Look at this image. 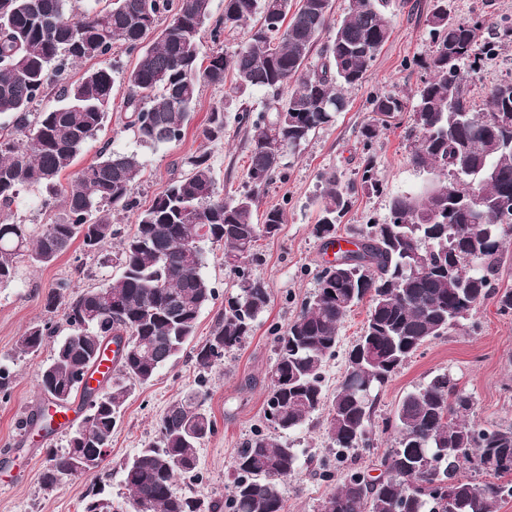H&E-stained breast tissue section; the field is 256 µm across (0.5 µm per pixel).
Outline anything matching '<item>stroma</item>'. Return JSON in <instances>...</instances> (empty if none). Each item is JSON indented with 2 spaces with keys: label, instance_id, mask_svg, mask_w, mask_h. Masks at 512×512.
<instances>
[{
  "label": "stroma",
  "instance_id": "stroma-1",
  "mask_svg": "<svg viewBox=\"0 0 512 512\" xmlns=\"http://www.w3.org/2000/svg\"><path fill=\"white\" fill-rule=\"evenodd\" d=\"M429 0H393L391 20L394 34L376 56L365 81L351 90V104L301 146L286 155L283 170L259 201L260 210L273 207L284 212L279 233L263 240V260L253 273L271 292V303L255 330L242 347L224 357L221 367L208 374L205 408L216 422L215 432L198 450L201 483L178 481L179 492L205 499L222 498L234 478L233 463L246 439L264 428V402L267 395L266 372L274 363L273 337L299 313L305 299L316 287L319 271L328 256L322 240L313 233L318 218L317 195L320 176L336 173L342 183H356L358 189L351 207L339 227V236L351 237L353 229L380 224L390 217L393 197L415 189L427 175L413 166L411 155L418 144L411 111L381 126L377 135L366 138L365 129L376 115L372 101L395 96L412 101L429 73L424 67L433 48L425 22ZM448 13L455 19H482L489 31L512 22V0H448ZM228 88L205 86L200 90L193 118L184 139L176 145H161L144 150L146 165L137 182L142 206H149L166 188L173 169L183 157L208 152L214 188L221 195H233L247 180L246 135L234 120H227L222 140H204L202 129L213 103L225 99ZM125 88L112 91V120L96 139L89 141L78 159L79 166L95 160L103 143L120 152L135 150L129 133L123 132ZM375 158L378 189L359 187L360 168L365 155ZM204 275L216 290V297L201 313L197 339L209 336L233 291L232 277L225 269L222 252L204 244ZM80 245L48 265L22 263L13 282L0 285V363L13 371L8 398H0V512H79L89 484H98L104 496L123 502L128 492L121 465L139 448L154 439L157 425L169 405L184 392L196 388L198 367L191 354H182L164 366L154 381L133 387L112 435V446L102 466L91 479H78L52 490H43L40 476L46 465L47 448H63L65 434L44 438L41 431L22 432L20 419L35 415L44 406L36 373L48 361L51 347L38 356L23 354L17 340L26 326L53 320L61 314H48L46 297L61 278L71 279L78 289L101 285L120 275L119 265L99 267L96 261L76 264ZM367 303L353 307L343 320L340 344L335 359L324 368L327 389H335L348 365L349 352L360 336L367 317ZM449 372L474 397L471 420L484 425L512 422V318L498 314L495 299H485L472 317L450 335L422 347L378 392L375 416H391L401 398L420 383L441 372ZM291 445L302 451L297 477L281 487L284 512H316L330 487L315 475V460L329 457L330 450L319 429H303L288 435Z\"/></svg>",
  "mask_w": 512,
  "mask_h": 512
}]
</instances>
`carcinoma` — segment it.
<instances>
[{
	"instance_id": "cac0c4a2",
	"label": "carcinoma",
	"mask_w": 512,
	"mask_h": 512,
	"mask_svg": "<svg viewBox=\"0 0 512 512\" xmlns=\"http://www.w3.org/2000/svg\"><path fill=\"white\" fill-rule=\"evenodd\" d=\"M77 2L0 0V117L7 118L0 124V285L15 279L19 260L48 265L77 240L101 267L114 260L122 267L99 286L100 295L73 291L68 278L47 295L46 311L62 310L69 332L39 367L41 394L61 409L78 398L79 410L91 411L83 445L69 437L64 449H47L41 483L54 489L92 473L76 466L77 455L94 452L101 442L112 444L133 386L153 382L190 346L202 310L214 300L200 272V243L207 241L222 249L235 292L210 335L193 347L198 389L176 399L155 439L123 464L130 512L142 502L153 512H283L280 486L298 474V450L261 430L238 452L224 498L180 493L175 481L203 480L197 449L214 433L215 421L200 387L206 374L224 364V355L252 334L271 301L252 268L262 261L259 241L277 235L284 213L273 207L257 215L260 196L284 157L347 109L346 91L362 84L392 36L390 0H348L334 28L331 0H224L210 30L215 49L205 66L199 64L201 33L212 17V0H94L82 10ZM255 17L246 43L224 54V33ZM426 24L434 48L426 60L429 78L412 104L419 142L411 161L434 178L393 197L387 222L354 232L357 250L337 256V271L319 273L314 293L273 341L263 414H275L274 430L284 434L322 429L336 460L319 473L332 485L321 501L331 504L328 512H394L399 502L405 512H443L448 496L457 512H498L500 502L512 498V424L471 421L473 397L448 373L406 393L392 416L375 423L372 392L426 343L447 335L490 296L500 315L512 316V288H499L512 218L503 221L495 209L499 196L512 194V120L504 121L512 114V96L501 95L512 80L495 85L479 108L473 92L458 93L460 83H471L464 64L477 68L495 55L501 42L512 39V24L489 40L472 20L449 17L445 0H431ZM328 30L331 36L320 42ZM319 42V60L311 66ZM117 46L137 55L132 68L114 63L67 79L78 64L112 56ZM459 47L467 48L465 56L457 55ZM228 71L233 93H264L259 111L243 105L234 116L248 150L247 188L239 195L215 192L203 151L183 158L181 171L143 209L136 193L142 156L107 144L62 187L60 176L104 130L115 83L126 87L123 129L139 145L155 148L183 139L201 86L224 85ZM50 96L54 105L41 106ZM405 108L394 96L372 101V112L380 115ZM225 119L220 101L210 108L204 138L223 139ZM41 187L44 205L50 208L60 198L65 214L37 231L9 210L21 190ZM473 190L485 203L477 220L462 202ZM354 194L355 186L342 184L336 173L322 176L317 238L337 236ZM115 211L135 215V224L114 256L109 245L121 234L112 224ZM365 299L362 334L329 393L323 368L336 357L343 319ZM55 333L50 321L33 324L18 338V349L35 356ZM109 337L127 341L113 361L115 377L102 388L80 387L93 353ZM390 431L395 443L380 459L383 477L369 478L353 459L374 447L375 435ZM465 465L483 480L459 476ZM81 512L119 510L93 486Z\"/></svg>"
}]
</instances>
